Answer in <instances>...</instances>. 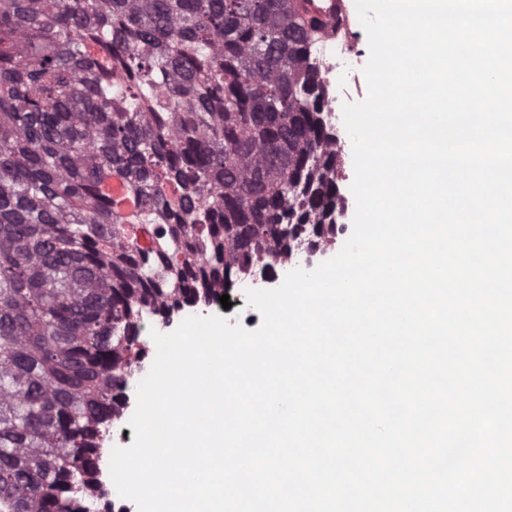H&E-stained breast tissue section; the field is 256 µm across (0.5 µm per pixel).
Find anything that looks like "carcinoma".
<instances>
[{
  "label": "carcinoma",
  "instance_id": "carcinoma-1",
  "mask_svg": "<svg viewBox=\"0 0 512 512\" xmlns=\"http://www.w3.org/2000/svg\"><path fill=\"white\" fill-rule=\"evenodd\" d=\"M293 2L0 0V512H87L147 315L336 234Z\"/></svg>",
  "mask_w": 512,
  "mask_h": 512
}]
</instances>
